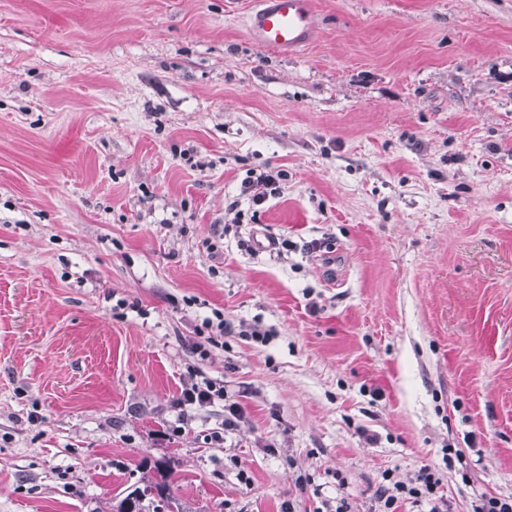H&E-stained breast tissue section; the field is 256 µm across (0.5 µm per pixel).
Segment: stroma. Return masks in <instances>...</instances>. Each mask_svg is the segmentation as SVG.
<instances>
[{"instance_id": "obj_1", "label": "stroma", "mask_w": 512, "mask_h": 512, "mask_svg": "<svg viewBox=\"0 0 512 512\" xmlns=\"http://www.w3.org/2000/svg\"><path fill=\"white\" fill-rule=\"evenodd\" d=\"M312 2L290 55L253 0H0V512L163 460L182 512H373L426 464L457 512L512 495V0ZM191 372L239 429L171 435ZM243 182L244 192L250 193L253 205L259 206L270 196L280 194L281 184L287 178L284 171L253 170Z\"/></svg>"}]
</instances>
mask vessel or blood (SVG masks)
<instances>
[{
	"instance_id": "b4317fda",
	"label": "vessel or blood",
	"mask_w": 512,
	"mask_h": 512,
	"mask_svg": "<svg viewBox=\"0 0 512 512\" xmlns=\"http://www.w3.org/2000/svg\"><path fill=\"white\" fill-rule=\"evenodd\" d=\"M247 29L262 49L288 53L299 50L317 33L312 0H255Z\"/></svg>"
}]
</instances>
